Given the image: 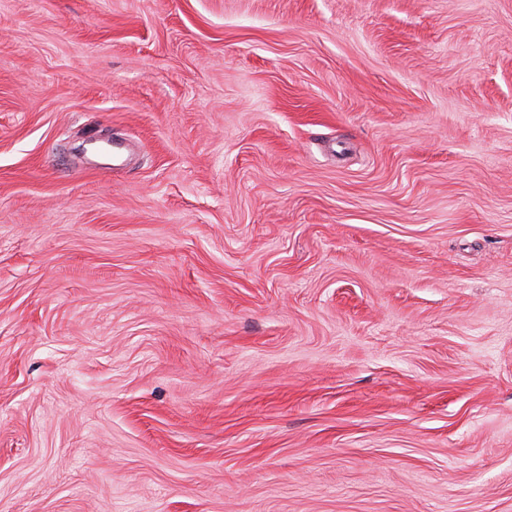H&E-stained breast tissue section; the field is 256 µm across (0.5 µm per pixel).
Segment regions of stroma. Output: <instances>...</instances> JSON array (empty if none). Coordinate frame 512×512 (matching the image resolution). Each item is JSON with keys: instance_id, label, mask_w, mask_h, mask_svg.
I'll use <instances>...</instances> for the list:
<instances>
[{"instance_id": "35a3bbf8", "label": "stroma", "mask_w": 512, "mask_h": 512, "mask_svg": "<svg viewBox=\"0 0 512 512\" xmlns=\"http://www.w3.org/2000/svg\"><path fill=\"white\" fill-rule=\"evenodd\" d=\"M0 512H512V0H0Z\"/></svg>"}]
</instances>
